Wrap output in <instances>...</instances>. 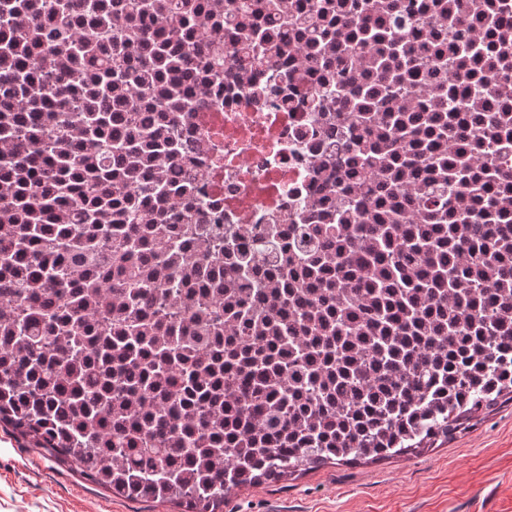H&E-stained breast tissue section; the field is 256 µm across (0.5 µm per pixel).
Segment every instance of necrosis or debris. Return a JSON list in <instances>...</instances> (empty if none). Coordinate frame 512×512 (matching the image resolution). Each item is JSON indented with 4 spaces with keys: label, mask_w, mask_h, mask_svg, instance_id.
I'll use <instances>...</instances> for the list:
<instances>
[{
    "label": "necrosis or debris",
    "mask_w": 512,
    "mask_h": 512,
    "mask_svg": "<svg viewBox=\"0 0 512 512\" xmlns=\"http://www.w3.org/2000/svg\"><path fill=\"white\" fill-rule=\"evenodd\" d=\"M180 138L187 160L173 175L197 185L207 223L244 250L264 225L302 223L336 172L319 159L342 142L335 119L262 71L247 86L226 78L218 105L192 113Z\"/></svg>",
    "instance_id": "obj_1"
}]
</instances>
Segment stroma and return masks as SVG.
Instances as JSON below:
<instances>
[{
	"mask_svg": "<svg viewBox=\"0 0 512 512\" xmlns=\"http://www.w3.org/2000/svg\"><path fill=\"white\" fill-rule=\"evenodd\" d=\"M0 512L177 510L114 495L0 428ZM224 512H512V402L421 454L249 487Z\"/></svg>",
	"mask_w": 512,
	"mask_h": 512,
	"instance_id": "35a3bbf8",
	"label": "stroma"
}]
</instances>
